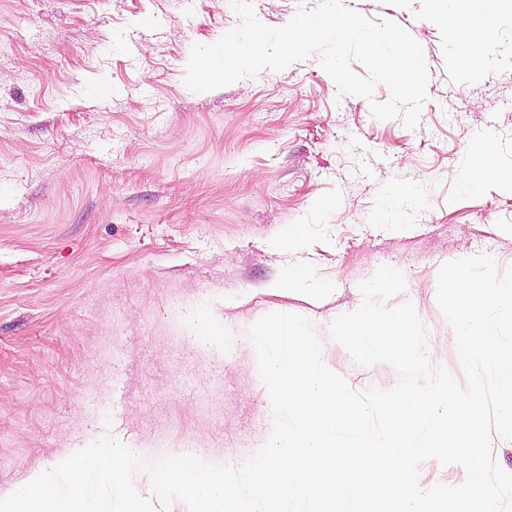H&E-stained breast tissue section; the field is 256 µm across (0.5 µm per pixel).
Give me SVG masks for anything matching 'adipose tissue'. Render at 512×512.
I'll return each instance as SVG.
<instances>
[{
	"label": "adipose tissue",
	"mask_w": 512,
	"mask_h": 512,
	"mask_svg": "<svg viewBox=\"0 0 512 512\" xmlns=\"http://www.w3.org/2000/svg\"><path fill=\"white\" fill-rule=\"evenodd\" d=\"M512 0H431L448 29V46L462 65L476 70L492 62L491 30L498 13ZM467 175L473 183L495 181L512 186V168L495 163L492 143L470 154Z\"/></svg>",
	"instance_id": "obj_1"
}]
</instances>
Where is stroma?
<instances>
[{
  "mask_svg": "<svg viewBox=\"0 0 512 512\" xmlns=\"http://www.w3.org/2000/svg\"><path fill=\"white\" fill-rule=\"evenodd\" d=\"M346 4L422 46L417 129L340 95L315 55L189 89L193 46L239 23L230 0H0V497L106 438L138 449L143 486L166 456L255 455L273 417L249 329L272 312L306 317L353 390L393 389L330 336L383 266L406 281L386 307L411 302L464 381L437 277L480 253L512 266V188L456 176L486 138L512 168V9L473 72L428 0ZM403 185L424 197L382 223ZM293 268L324 292L284 287Z\"/></svg>",
  "mask_w": 512,
  "mask_h": 512,
  "instance_id": "stroma-1",
  "label": "stroma"
}]
</instances>
